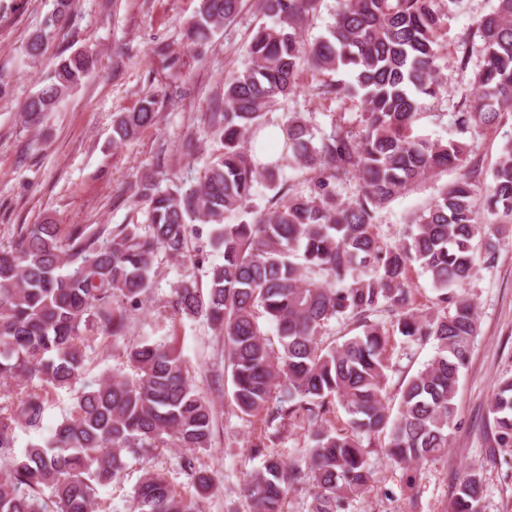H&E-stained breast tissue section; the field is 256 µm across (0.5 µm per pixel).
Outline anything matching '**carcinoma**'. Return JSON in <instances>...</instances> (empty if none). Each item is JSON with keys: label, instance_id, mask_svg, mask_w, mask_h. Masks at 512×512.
I'll return each mask as SVG.
<instances>
[{"label": "carcinoma", "instance_id": "1", "mask_svg": "<svg viewBox=\"0 0 512 512\" xmlns=\"http://www.w3.org/2000/svg\"><path fill=\"white\" fill-rule=\"evenodd\" d=\"M72 2L56 0L44 27L27 39L22 52L29 61L45 54L55 26L71 17ZM199 2L186 32L195 49L243 7V0ZM459 2L341 0L327 35L308 43L303 31L320 0H257L266 21L248 43L247 66L224 79L222 106L206 113L222 152L199 181L163 189L154 174L137 180L129 189L141 221L18 225L13 244L0 248V390L23 385L0 404V512H96L98 490L119 477L124 458L212 447L217 410L181 355L170 344L130 337L135 312L151 300L158 259L198 267L203 240L223 262L209 266L204 289L181 279L166 308L206 321L230 369L233 403L259 422L250 453L263 458V467L248 482L244 512H284L288 489L306 476L314 488L311 512H349L370 486L372 439L383 432L386 455L413 471L448 453L459 378L479 330L477 310L459 287L476 265L475 240H485L484 262L496 260L498 231L479 223V211L512 219V149L483 198L471 175H462L412 220L401 245L381 247L375 220L380 207L420 181L466 167L462 142L407 134L422 100L448 92L439 37ZM475 34L483 63L473 78L476 93L454 114L461 133L512 112V0H497ZM96 65L89 50L61 58L24 101L26 121L55 111ZM304 65L318 74H348V81L323 80L311 91L323 100L359 98V120L341 116L319 131L292 112L278 152L255 147L252 134L278 99L300 89ZM157 115L156 98H143L113 120L112 142L132 141ZM288 168L302 173L307 192L286 186ZM352 180L357 193L340 198L337 187ZM260 184L271 193L263 208L254 203ZM413 264L438 292L440 308L431 316L413 307ZM382 313L395 317L392 331L435 348L406 383L394 418L385 394L389 331L374 320ZM333 318L360 332L324 348L320 337ZM98 333L123 343L130 373L84 388L49 436L16 450L18 430L41 428L48 389H70L81 379L87 342ZM333 400L348 416L340 428L326 419ZM488 421L498 450L511 453L512 378L493 392ZM302 422L309 439L303 455L286 461L271 451ZM183 468L198 493L214 488L193 457ZM452 496V512H482V471L458 475ZM133 508L198 512L193 498L176 493L159 472L141 477Z\"/></svg>", "mask_w": 512, "mask_h": 512}]
</instances>
